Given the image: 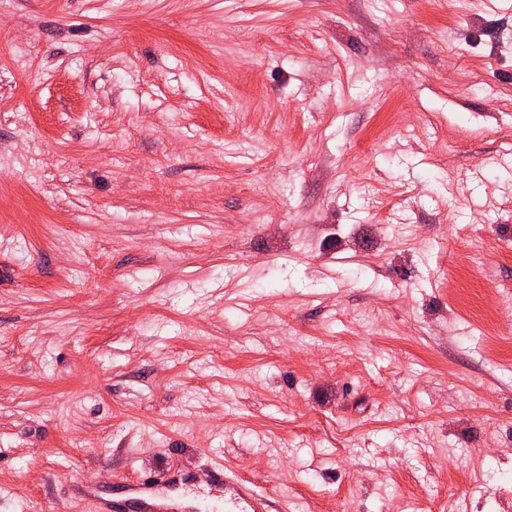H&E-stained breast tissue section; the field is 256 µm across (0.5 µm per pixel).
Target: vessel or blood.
Masks as SVG:
<instances>
[{
    "instance_id": "b4317fda",
    "label": "vessel or blood",
    "mask_w": 512,
    "mask_h": 512,
    "mask_svg": "<svg viewBox=\"0 0 512 512\" xmlns=\"http://www.w3.org/2000/svg\"><path fill=\"white\" fill-rule=\"evenodd\" d=\"M211 484L224 495L223 503L213 504V512H269L267 497L228 467H212ZM191 486L190 473L167 471L160 479L147 477L129 484V496L122 502L79 485L74 486L73 497L93 512H199L187 499Z\"/></svg>"
}]
</instances>
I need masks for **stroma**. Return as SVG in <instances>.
<instances>
[{
  "label": "stroma",
  "instance_id": "obj_1",
  "mask_svg": "<svg viewBox=\"0 0 512 512\" xmlns=\"http://www.w3.org/2000/svg\"><path fill=\"white\" fill-rule=\"evenodd\" d=\"M504 239L512 0H0V512H512ZM211 484L224 494L223 504H209L204 508L186 500L192 486L188 472L175 473L166 470L159 480L146 477L129 484L130 496L124 504L105 497L96 490L74 485L73 498L88 504L95 512H269L268 499L252 485L226 466L211 468ZM178 501H181L178 503Z\"/></svg>",
  "mask_w": 512,
  "mask_h": 512
}]
</instances>
